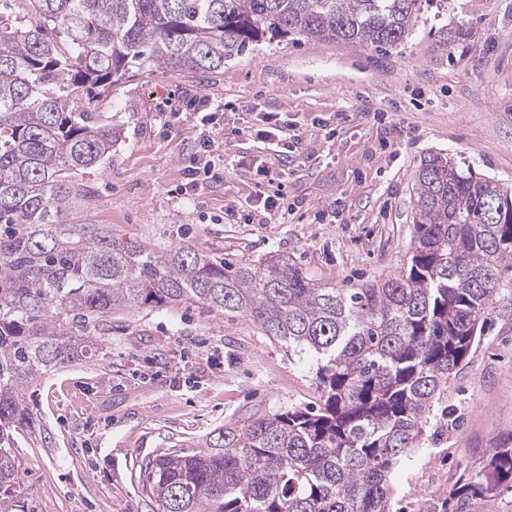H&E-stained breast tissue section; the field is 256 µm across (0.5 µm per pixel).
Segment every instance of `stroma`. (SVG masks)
I'll use <instances>...</instances> for the list:
<instances>
[{
	"label": "stroma",
	"mask_w": 512,
	"mask_h": 512,
	"mask_svg": "<svg viewBox=\"0 0 512 512\" xmlns=\"http://www.w3.org/2000/svg\"><path fill=\"white\" fill-rule=\"evenodd\" d=\"M229 102L224 177L185 201L198 138L187 98ZM127 139L80 174L72 224L116 241L224 259L277 252L317 282L358 288L411 254L414 175L439 152L512 190V0H429L401 44L374 49L300 37L262 40L222 72L150 68L112 91ZM287 112L295 148L257 137L263 112ZM286 171L287 223L238 216L256 204L254 163ZM91 358L39 378L36 433L17 436L25 512H151L139 465L253 414L318 402L311 354H288L250 321L194 304L129 308L96 332ZM393 484L394 512H439L448 491L512 431V309L492 314Z\"/></svg>",
	"instance_id": "stroma-1"
}]
</instances>
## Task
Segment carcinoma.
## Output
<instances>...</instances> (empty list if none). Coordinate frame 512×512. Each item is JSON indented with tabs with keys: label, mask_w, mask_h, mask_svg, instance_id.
<instances>
[{
	"label": "carcinoma",
	"mask_w": 512,
	"mask_h": 512,
	"mask_svg": "<svg viewBox=\"0 0 512 512\" xmlns=\"http://www.w3.org/2000/svg\"><path fill=\"white\" fill-rule=\"evenodd\" d=\"M0 0V512H24L17 430L44 374L93 353L112 313L190 303L245 318L316 362L320 403L253 415L141 465L155 512H392V478L420 447L448 378L468 364L488 315L512 306L508 190L432 153L415 172L407 264L336 288L292 259L220 262L197 246L122 244L68 224L78 174L124 136L83 108L149 67L194 74L262 38L386 48L421 0ZM58 39L46 37L47 30ZM512 492V432L448 490V512Z\"/></svg>",
	"instance_id": "1"
}]
</instances>
